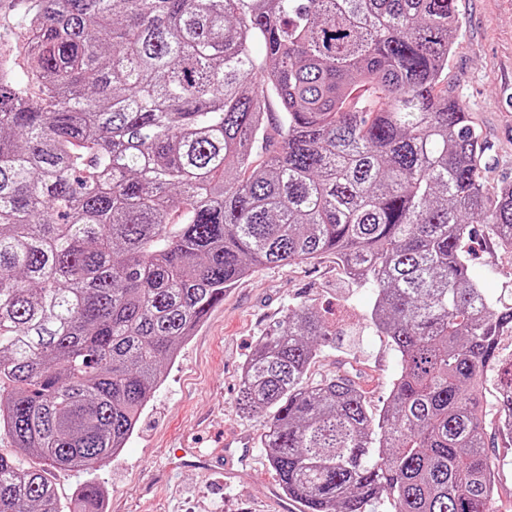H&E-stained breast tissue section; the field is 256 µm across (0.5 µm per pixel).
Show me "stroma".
Wrapping results in <instances>:
<instances>
[{
  "mask_svg": "<svg viewBox=\"0 0 512 512\" xmlns=\"http://www.w3.org/2000/svg\"><path fill=\"white\" fill-rule=\"evenodd\" d=\"M461 27L448 62V91L466 107L484 142L488 189L512 183V0H457ZM470 272L493 299L512 303V250L491 235L469 245ZM374 290L349 279L335 256L308 263L256 266L229 290L174 362L138 428L116 458L99 461L92 475L53 470L61 500L86 478L105 494L106 512H275L269 485L276 476L261 446L246 461L226 456L224 441L258 438L265 415L240 413L241 368L264 332L288 307L312 304L332 324L335 348L311 367V379L352 370L372 407L388 399L399 357L370 320ZM201 458H179L181 444Z\"/></svg>",
  "mask_w": 512,
  "mask_h": 512,
  "instance_id": "obj_1",
  "label": "stroma"
}]
</instances>
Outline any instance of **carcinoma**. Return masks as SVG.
I'll return each mask as SVG.
<instances>
[{"mask_svg":"<svg viewBox=\"0 0 512 512\" xmlns=\"http://www.w3.org/2000/svg\"><path fill=\"white\" fill-rule=\"evenodd\" d=\"M456 0H34L0 51V512L62 504L29 457L119 454L162 365L257 265L332 254L375 290L400 360L372 409L294 306L241 375V410L302 512H494L477 388L512 419V304L470 274L480 226L512 247L443 72ZM260 44L262 55L254 52ZM38 95L30 93L28 80Z\"/></svg>","mask_w":512,"mask_h":512,"instance_id":"cac0c4a2","label":"carcinoma"}]
</instances>
